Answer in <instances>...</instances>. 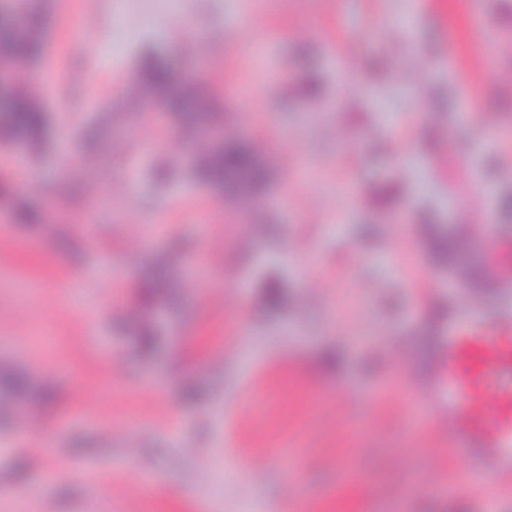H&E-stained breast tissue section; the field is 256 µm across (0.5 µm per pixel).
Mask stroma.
Instances as JSON below:
<instances>
[{
	"instance_id": "1",
	"label": "stroma",
	"mask_w": 512,
	"mask_h": 512,
	"mask_svg": "<svg viewBox=\"0 0 512 512\" xmlns=\"http://www.w3.org/2000/svg\"><path fill=\"white\" fill-rule=\"evenodd\" d=\"M35 2L47 126L0 150V384L39 399L0 408V512H512L416 394L433 327L508 295L512 0H265L250 24L239 0ZM147 45L263 138L264 206L113 93ZM311 72L319 99L285 98ZM160 267L199 278L144 302Z\"/></svg>"
}]
</instances>
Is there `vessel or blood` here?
Segmentation results:
<instances>
[{
    "label": "vessel or blood",
    "mask_w": 512,
    "mask_h": 512,
    "mask_svg": "<svg viewBox=\"0 0 512 512\" xmlns=\"http://www.w3.org/2000/svg\"><path fill=\"white\" fill-rule=\"evenodd\" d=\"M439 365L428 390L432 428L452 431L471 471L512 488V388L488 390V372H512V304L459 310L435 331Z\"/></svg>",
    "instance_id": "b4317fda"
}]
</instances>
